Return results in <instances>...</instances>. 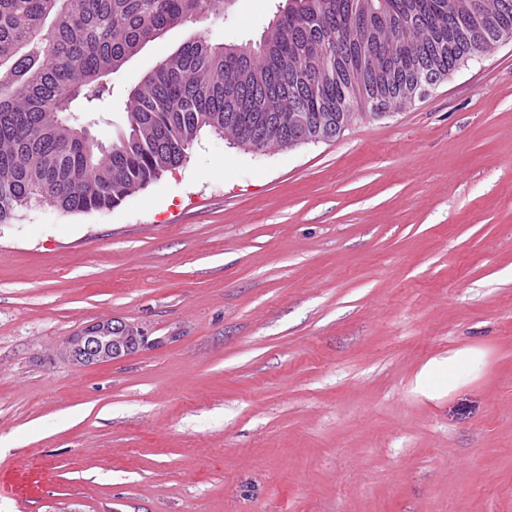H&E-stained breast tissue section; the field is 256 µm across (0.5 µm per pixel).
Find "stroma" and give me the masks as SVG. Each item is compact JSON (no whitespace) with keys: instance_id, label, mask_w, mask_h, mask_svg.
Masks as SVG:
<instances>
[{"instance_id":"1","label":"stroma","mask_w":512,"mask_h":512,"mask_svg":"<svg viewBox=\"0 0 512 512\" xmlns=\"http://www.w3.org/2000/svg\"><path fill=\"white\" fill-rule=\"evenodd\" d=\"M279 0H234L215 43ZM195 24L72 111L111 143ZM146 333L74 366L103 318ZM482 351L450 393L415 378ZM0 512H512V40L336 139L199 133L104 211L0 224ZM138 325L116 318H103L67 336L62 353L78 366L124 359L145 344L147 336ZM478 352L464 349L455 352L448 358H433L427 361L416 376V382L427 396H433L436 390L447 389L455 385V367L461 359H476Z\"/></svg>"}]
</instances>
